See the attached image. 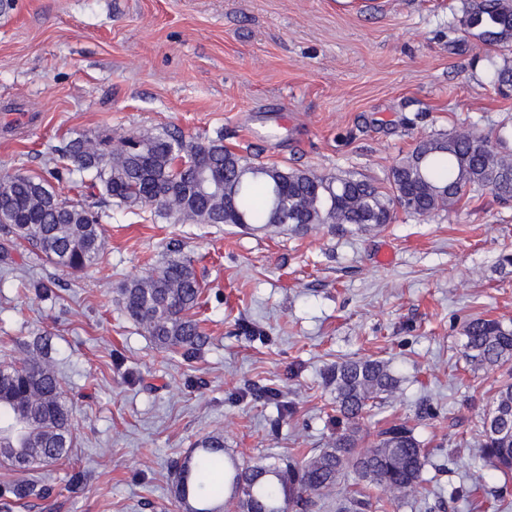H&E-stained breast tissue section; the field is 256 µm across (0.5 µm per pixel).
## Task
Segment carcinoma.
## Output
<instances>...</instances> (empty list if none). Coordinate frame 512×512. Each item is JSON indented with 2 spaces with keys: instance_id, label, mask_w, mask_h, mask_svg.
<instances>
[{
  "instance_id": "obj_1",
  "label": "carcinoma",
  "mask_w": 512,
  "mask_h": 512,
  "mask_svg": "<svg viewBox=\"0 0 512 512\" xmlns=\"http://www.w3.org/2000/svg\"><path fill=\"white\" fill-rule=\"evenodd\" d=\"M462 25L488 54L512 50V0H465ZM492 83L512 91V65H493ZM512 130L495 136L475 129L420 138L378 186L355 173L319 174L278 164H256L224 146L223 137L187 141L164 129L112 138L79 135L62 150L56 180H73L91 203L61 199L51 183L17 171L0 177V260L10 244L60 271L82 272L102 258L104 223L111 209L148 205L157 219L189 224L288 225L293 232L316 226L365 231L389 224L401 209L425 220L455 206L469 189L487 188L512 202ZM204 289L180 246L173 245L147 277L118 288L125 316L160 348L189 359L205 337L195 310ZM467 357L476 367L512 364V327L475 318L464 329ZM45 338L32 356L0 361V461L24 473L34 463L57 461L73 445V411ZM336 412L348 427L327 448L282 463L247 464L224 448L216 434L199 441L172 465L171 500L180 512H317L336 496L339 512H394L422 489L428 452L405 424L375 435L362 421L376 403L399 389L389 365L378 359L347 360L328 369ZM481 465L512 473V382L498 389L481 419ZM380 489L385 496L374 497ZM15 500L45 499L46 485L26 479L3 489Z\"/></svg>"
}]
</instances>
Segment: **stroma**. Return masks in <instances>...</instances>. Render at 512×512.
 <instances>
[{
    "label": "stroma",
    "mask_w": 512,
    "mask_h": 512,
    "mask_svg": "<svg viewBox=\"0 0 512 512\" xmlns=\"http://www.w3.org/2000/svg\"><path fill=\"white\" fill-rule=\"evenodd\" d=\"M0 9V176L44 177L81 134L175 129L223 137L254 162L385 182L423 135L512 124V97L461 31L464 0H8ZM179 243L204 287L207 344L158 348L116 289ZM512 204L466 193L420 220L303 234L262 224H167L114 212L103 259L66 273L27 248L0 263V350L50 335L73 404L68 458L37 468L49 497L0 512H175L169 471L212 434L268 462L333 442L328 368L388 363L400 389L363 421L412 427L429 497L398 512H512V476L476 466L478 420L505 377L474 368L464 327L512 324ZM54 282L45 297L36 281ZM264 386L277 402L259 399ZM83 481L71 485L70 476ZM482 484L476 501L455 487Z\"/></svg>",
    "instance_id": "stroma-1"
}]
</instances>
